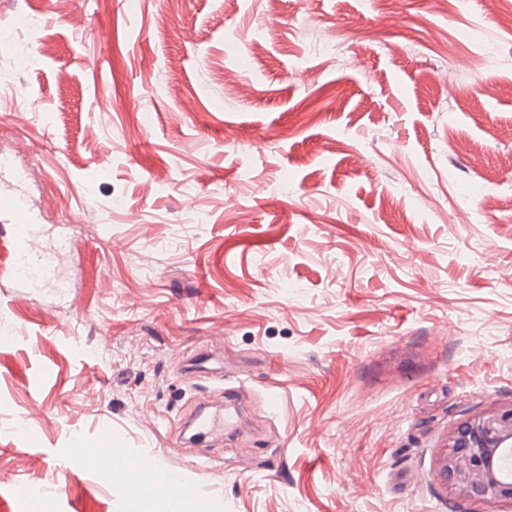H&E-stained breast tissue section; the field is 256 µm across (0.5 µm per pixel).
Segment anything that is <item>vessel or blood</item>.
Here are the masks:
<instances>
[{
	"instance_id": "vessel-or-blood-1",
	"label": "vessel or blood",
	"mask_w": 512,
	"mask_h": 512,
	"mask_svg": "<svg viewBox=\"0 0 512 512\" xmlns=\"http://www.w3.org/2000/svg\"><path fill=\"white\" fill-rule=\"evenodd\" d=\"M0 214L7 216L11 224V241L13 245L14 273L16 276L34 282H50L54 279L53 257L58 247L55 240L45 238L37 223L28 200L21 195H0ZM237 387L225 390L224 401L200 403L191 413L185 424V430L174 438L171 448H179L195 442L199 438H209L234 430L238 424L239 413L234 400ZM98 447L85 449L80 464L83 468L93 469L99 466L103 458L114 461L118 470H125L126 462L118 458L112 446L111 428H101ZM137 472L149 473L162 501H169L172 493L196 492L195 484L175 480L172 471L156 460H138Z\"/></svg>"
}]
</instances>
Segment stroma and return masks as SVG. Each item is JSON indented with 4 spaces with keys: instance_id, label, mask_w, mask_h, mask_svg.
I'll list each match as a JSON object with an SVG mask.
<instances>
[{
    "instance_id": "obj_1",
    "label": "stroma",
    "mask_w": 512,
    "mask_h": 512,
    "mask_svg": "<svg viewBox=\"0 0 512 512\" xmlns=\"http://www.w3.org/2000/svg\"><path fill=\"white\" fill-rule=\"evenodd\" d=\"M508 12L0 0V188L71 240L32 288L0 218V512H128L137 484L79 470L104 422L196 483L185 512H496L433 462L464 411L512 401ZM202 351L250 416L169 456L224 389L179 374Z\"/></svg>"
}]
</instances>
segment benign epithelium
<instances>
[{"label": "benign epithelium", "mask_w": 512, "mask_h": 512, "mask_svg": "<svg viewBox=\"0 0 512 512\" xmlns=\"http://www.w3.org/2000/svg\"><path fill=\"white\" fill-rule=\"evenodd\" d=\"M511 449L512 402H492L448 426L435 458V476L467 500L512 510V479L499 468Z\"/></svg>", "instance_id": "7a95c632"}]
</instances>
